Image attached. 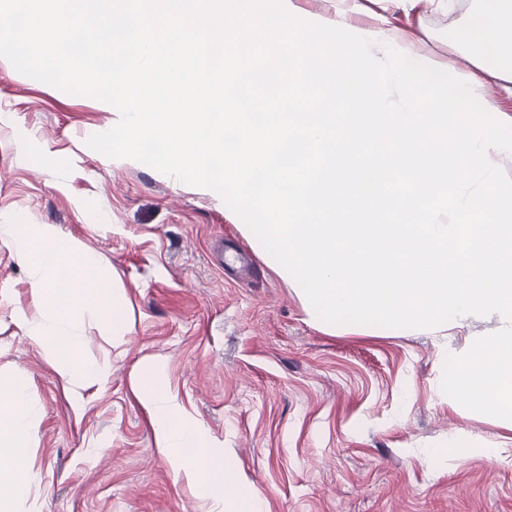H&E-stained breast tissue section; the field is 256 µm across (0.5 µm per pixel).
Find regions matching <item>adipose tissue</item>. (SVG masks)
Returning <instances> with one entry per match:
<instances>
[{"instance_id":"obj_1","label":"adipose tissue","mask_w":512,"mask_h":512,"mask_svg":"<svg viewBox=\"0 0 512 512\" xmlns=\"http://www.w3.org/2000/svg\"><path fill=\"white\" fill-rule=\"evenodd\" d=\"M9 230L17 241L19 262L32 268L31 294L51 316L50 322L31 330V338L51 349L62 377L73 382L102 378L106 363L79 358L83 338L74 312L81 307L100 309L113 334H121L126 321L112 301V275L94 252L61 238L52 227L34 238L25 224L10 225ZM28 392L23 372L0 375V512H9L12 501L28 490ZM150 408L160 446L167 449L175 469L194 482L200 497L219 496L239 482L238 472L212 455L209 434L184 416L175 398L156 392Z\"/></svg>"}]
</instances>
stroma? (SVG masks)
<instances>
[{"mask_svg":"<svg viewBox=\"0 0 512 512\" xmlns=\"http://www.w3.org/2000/svg\"><path fill=\"white\" fill-rule=\"evenodd\" d=\"M356 20L411 36L413 52L471 69L449 40L472 0H359ZM118 112L0 58V374L29 378L30 492L15 512H225L260 493L267 512H512V464L461 453L512 429L443 393L448 334L329 333L238 229L213 191L90 149ZM48 224L112 271L126 331L79 311L80 356L109 361L79 387L31 329L44 317L12 224ZM173 396L242 476L200 498L158 448L147 399Z\"/></svg>","mask_w":512,"mask_h":512,"instance_id":"obj_1","label":"stroma"}]
</instances>
